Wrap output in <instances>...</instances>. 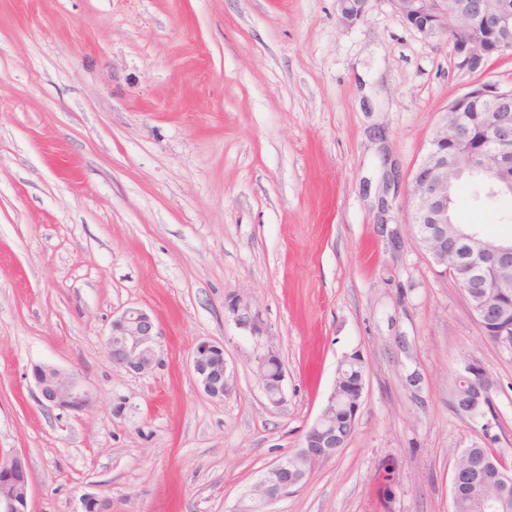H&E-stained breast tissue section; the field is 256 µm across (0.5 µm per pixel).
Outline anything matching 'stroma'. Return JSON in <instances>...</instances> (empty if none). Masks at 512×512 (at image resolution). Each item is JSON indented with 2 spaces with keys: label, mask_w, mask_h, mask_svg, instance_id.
I'll use <instances>...</instances> for the list:
<instances>
[{
  "label": "stroma",
  "mask_w": 512,
  "mask_h": 512,
  "mask_svg": "<svg viewBox=\"0 0 512 512\" xmlns=\"http://www.w3.org/2000/svg\"><path fill=\"white\" fill-rule=\"evenodd\" d=\"M478 82L512 88V52L459 70L446 35L388 0L353 25L337 0H0V455L29 460L28 512H83L87 495L109 512H244L355 352L353 436L268 512H452L462 449L512 455V350L408 218L436 124ZM510 210L454 214L507 237ZM132 306L161 330L144 375L105 348ZM203 341L224 347L220 399L191 371ZM472 363L496 381L473 417L454 399ZM38 364L79 376L92 405L42 407ZM272 358H276L281 363L279 356L269 350L260 357V371H261V384L267 400L273 405H279L284 400L283 381L284 372L283 367L279 369L274 368L271 362Z\"/></svg>",
  "instance_id": "obj_1"
}]
</instances>
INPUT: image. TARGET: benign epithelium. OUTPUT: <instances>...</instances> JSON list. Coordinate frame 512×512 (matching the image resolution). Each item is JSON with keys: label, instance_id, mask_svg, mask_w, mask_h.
<instances>
[{"label": "benign epithelium", "instance_id": "1", "mask_svg": "<svg viewBox=\"0 0 512 512\" xmlns=\"http://www.w3.org/2000/svg\"><path fill=\"white\" fill-rule=\"evenodd\" d=\"M367 0H339L341 18L354 24L364 13ZM392 10L407 24L426 37L440 31L454 34L452 38L456 66L475 73L485 66L493 53L512 51V0H465L456 8L447 0V8H438L439 0H388ZM491 102L492 115L483 135L486 147L472 148L471 126L463 111L474 98ZM477 151L474 162H462L448 153V145ZM469 174L477 176L505 194L512 193V89L503 90L492 83H478L452 100L436 126L426 155L414 170L408 190V207L420 247L442 271L455 280L466 295L487 287L483 271L493 266L498 272L497 288L512 286V239L489 238L474 227L455 223L448 206L455 183ZM235 321L258 332L255 316L248 305L231 304ZM159 335L154 314L144 308L129 307L114 320L106 339L112 364L134 374H145L158 363L155 339ZM271 350L260 357L261 384L267 400L279 405L284 400L283 369H276ZM191 369L199 388L212 398H223L226 386L224 347L218 343L201 342L191 360ZM39 400L48 408L83 411L91 403V394L72 374L52 365L33 369ZM472 389L460 402L459 411L476 414L490 400L494 387L492 376L481 366L473 365ZM365 379L351 387L349 397L333 387L327 404L314 423L303 434L296 453L311 460L327 461L336 450L345 448L350 434L340 430L336 413L346 417L352 426L363 401ZM312 468L297 469L284 457L274 462L256 484L254 502L267 507L299 488ZM31 471L25 456L15 453L0 459V512H27ZM477 512H512V497L481 499L475 503Z\"/></svg>", "mask_w": 512, "mask_h": 512}]
</instances>
